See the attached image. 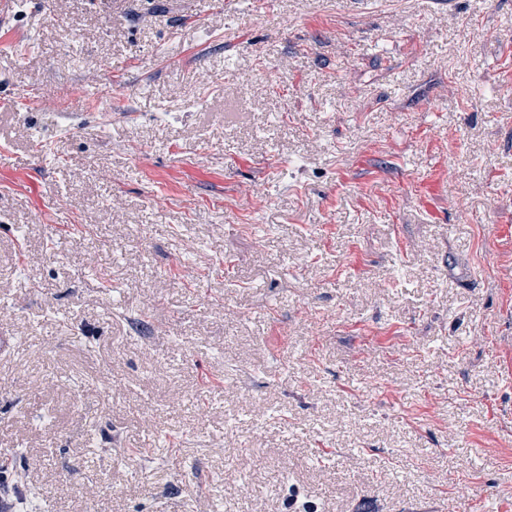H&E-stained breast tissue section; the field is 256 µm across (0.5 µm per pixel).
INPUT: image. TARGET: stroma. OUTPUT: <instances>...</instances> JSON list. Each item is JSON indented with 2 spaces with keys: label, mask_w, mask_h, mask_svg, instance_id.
I'll return each instance as SVG.
<instances>
[{
  "label": "stroma",
  "mask_w": 512,
  "mask_h": 512,
  "mask_svg": "<svg viewBox=\"0 0 512 512\" xmlns=\"http://www.w3.org/2000/svg\"><path fill=\"white\" fill-rule=\"evenodd\" d=\"M0 336L42 512H512V0H13Z\"/></svg>",
  "instance_id": "1"
}]
</instances>
